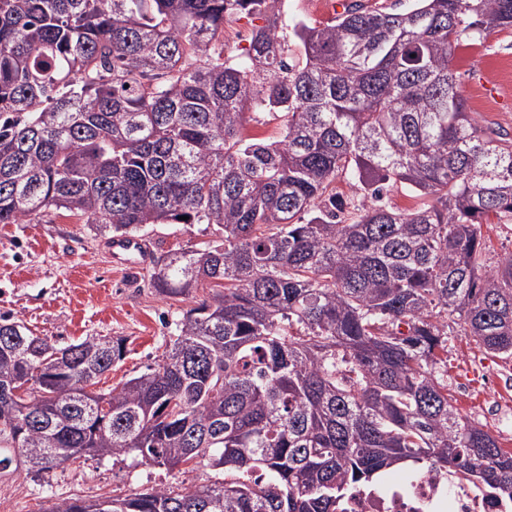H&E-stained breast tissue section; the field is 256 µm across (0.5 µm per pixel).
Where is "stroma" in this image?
<instances>
[{
	"mask_svg": "<svg viewBox=\"0 0 512 512\" xmlns=\"http://www.w3.org/2000/svg\"><path fill=\"white\" fill-rule=\"evenodd\" d=\"M457 86L475 121L512 135V30L462 37L451 61ZM153 255L204 249L218 241L205 224H157L142 234ZM108 237L96 225L60 210L25 224H0V315L23 320L33 332L63 347L88 336L124 339L126 355L98 385L107 392L155 364L178 332L184 313L200 297L219 293L204 284L194 296L172 299L151 288L148 268L116 266ZM512 392V358L480 350L457 324L448 327V391L462 415L487 426L512 450V410H488L498 384ZM209 469L145 464L86 456L48 472L19 468L0 473V501L9 512H39L44 503L104 495L124 497L146 488L192 487L222 480Z\"/></svg>",
	"mask_w": 512,
	"mask_h": 512,
	"instance_id": "35a3bbf8",
	"label": "stroma"
}]
</instances>
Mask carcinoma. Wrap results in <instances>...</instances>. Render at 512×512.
<instances>
[{"label": "carcinoma", "instance_id": "obj_1", "mask_svg": "<svg viewBox=\"0 0 512 512\" xmlns=\"http://www.w3.org/2000/svg\"><path fill=\"white\" fill-rule=\"evenodd\" d=\"M282 16V0H0V224L64 209L127 236L186 216L222 238L155 257L151 286L224 288L108 393L92 386L122 340L54 348L0 316V472L85 455L224 471L112 512H343L408 463L411 483L512 499V451L439 371L454 317L512 357V253L487 266L482 233L512 224V137L475 122L451 67L460 35L512 29V0H347L294 22L296 57ZM241 21L248 46L215 51ZM265 112L282 138L244 137ZM398 184L429 202L388 206Z\"/></svg>", "mask_w": 512, "mask_h": 512}]
</instances>
